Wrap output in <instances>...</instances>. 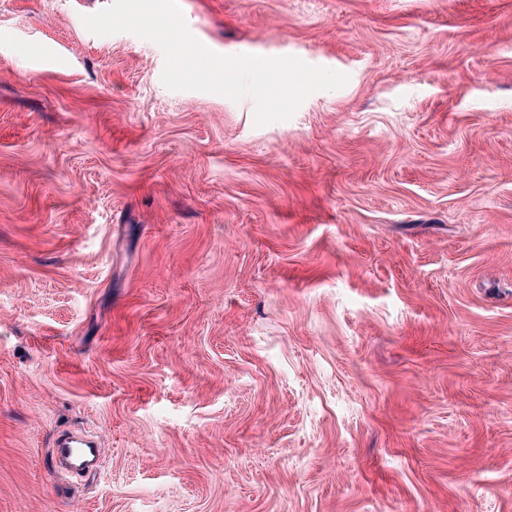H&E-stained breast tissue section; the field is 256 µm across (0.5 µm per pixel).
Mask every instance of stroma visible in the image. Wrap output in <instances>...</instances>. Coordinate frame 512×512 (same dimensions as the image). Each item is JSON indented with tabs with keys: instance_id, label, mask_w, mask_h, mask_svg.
<instances>
[{
	"instance_id": "35a3bbf8",
	"label": "stroma",
	"mask_w": 512,
	"mask_h": 512,
	"mask_svg": "<svg viewBox=\"0 0 512 512\" xmlns=\"http://www.w3.org/2000/svg\"><path fill=\"white\" fill-rule=\"evenodd\" d=\"M111 2L0 0V512H512V0H178L263 126ZM55 448L56 468L79 472L101 466L99 442L88 433L80 431L63 434L57 439Z\"/></svg>"
}]
</instances>
